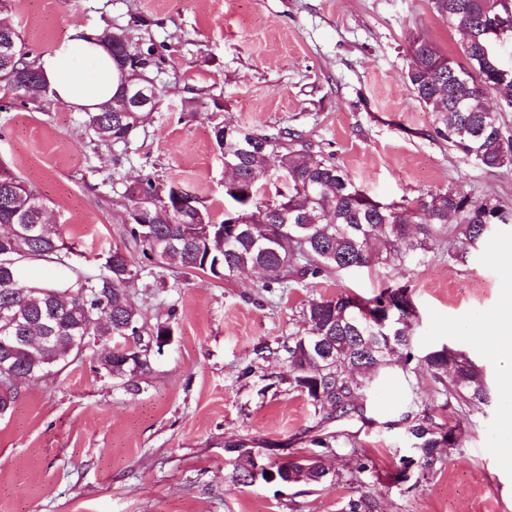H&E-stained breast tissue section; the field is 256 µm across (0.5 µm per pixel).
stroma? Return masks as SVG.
Returning a JSON list of instances; mask_svg holds the SVG:
<instances>
[{
    "label": "stroma",
    "mask_w": 512,
    "mask_h": 512,
    "mask_svg": "<svg viewBox=\"0 0 512 512\" xmlns=\"http://www.w3.org/2000/svg\"><path fill=\"white\" fill-rule=\"evenodd\" d=\"M5 16L36 57L74 24L124 27L162 56L152 75L161 104L124 151L88 131L82 109L25 108L0 83V161L38 190L88 270L122 244L124 189L145 175L199 191L223 215L218 124L297 133L384 203L447 187L512 202V167L483 171L449 152L405 83L411 31L461 51L429 0H12ZM394 280L412 292L415 353H465L484 370L489 406L440 411L426 372L394 367L359 395L363 415L337 421L295 388L283 345L301 330L303 306L369 297ZM263 283L256 272L199 273L144 295L146 322L177 316L140 393L94 372L87 354L55 381L21 385L0 415V512H339L355 487L245 486L227 450L243 442L285 461L308 454L323 429L338 435L325 466L367 458L364 488L381 512H512V387L486 351L512 315V223L462 262L435 252L404 270L363 268L272 294ZM410 412L459 422L461 446L396 484Z\"/></svg>",
    "instance_id": "1"
}]
</instances>
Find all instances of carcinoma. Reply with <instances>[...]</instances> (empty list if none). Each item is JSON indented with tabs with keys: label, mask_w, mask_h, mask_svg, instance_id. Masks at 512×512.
<instances>
[{
	"label": "carcinoma",
	"mask_w": 512,
	"mask_h": 512,
	"mask_svg": "<svg viewBox=\"0 0 512 512\" xmlns=\"http://www.w3.org/2000/svg\"><path fill=\"white\" fill-rule=\"evenodd\" d=\"M433 11L448 27L464 36L462 58L441 52L424 35L408 37L410 64L405 81L417 100L435 112V132L448 150L492 171L512 164V133L498 112L482 110L490 93L503 111H512V61L498 50L503 45L497 21L505 13L503 0H430ZM14 52L0 53V81L14 100L30 101L28 79L40 75L36 60L25 51L17 29L10 31ZM118 80L134 69L144 77L158 67L154 46L133 48L123 55L111 51ZM122 90L86 113V126L114 147L127 149L135 132L149 120L148 112H118ZM225 126L213 127L216 147L235 164L224 182V206L241 221L226 239V220H217L196 198L187 208H176L174 181L148 174L126 186L131 207L150 217L147 226L124 225L123 237L135 246L126 257L112 262L107 252L103 270L88 273L66 261L72 252L59 225L45 220L46 206L38 191L10 168L0 178V224L13 234L0 243V414L16 398L18 385L62 371L92 341L96 355L111 365L110 377L124 379L127 390L140 391L137 378L150 371L151 343L172 332L170 312L163 322L146 323L137 303V283L155 268L175 270L183 277L202 272L215 279L242 269L265 273L263 288L273 293L314 279L330 278L361 267L379 266L393 259L401 268L424 261L449 235L476 246L495 224L512 222V203L497 197H475L455 188L430 190L413 199L382 203L357 185L330 157L310 152L290 132L254 133ZM284 176L285 189L273 196L259 191L258 179L271 169ZM50 261L59 265L54 279L30 286L20 262ZM415 307L405 286H389L371 299L338 294L312 299L302 309L304 331L286 346L297 388L328 418L360 412L356 395L376 377L377 369L397 366L403 374L416 360L426 367L443 396L442 408L480 409L489 404L483 369L463 353L442 346L422 355L413 350ZM383 320L387 328L381 329ZM123 336H143L141 346L118 345ZM405 433L415 449L413 462L431 471L441 462L440 449L459 447L460 425L439 423L429 414L407 416ZM335 436L321 432L311 437L316 448L275 467L277 478L265 476L264 461L253 451L228 445L236 453L238 481L279 483L283 470L307 482L325 469L322 456L333 451ZM367 462L346 471L336 470L313 485L339 483L360 486ZM342 512H379L377 496L361 492L345 501Z\"/></svg>",
	"instance_id": "cac0c4a2"
}]
</instances>
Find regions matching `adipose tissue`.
<instances>
[{
    "label": "adipose tissue",
    "instance_id": "obj_1",
    "mask_svg": "<svg viewBox=\"0 0 512 512\" xmlns=\"http://www.w3.org/2000/svg\"><path fill=\"white\" fill-rule=\"evenodd\" d=\"M37 65L55 97L75 107L101 104L117 88V73L102 33L80 26H72Z\"/></svg>",
    "mask_w": 512,
    "mask_h": 512
}]
</instances>
